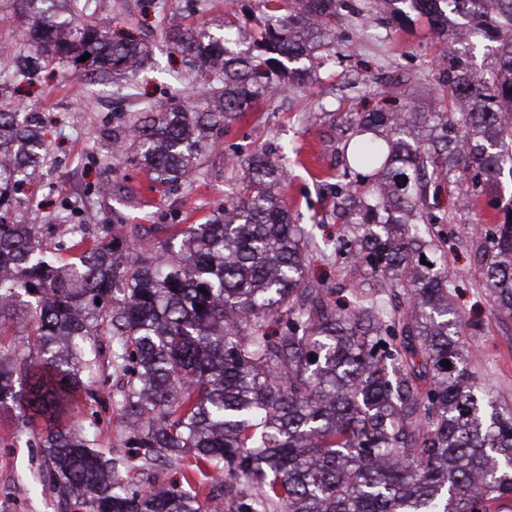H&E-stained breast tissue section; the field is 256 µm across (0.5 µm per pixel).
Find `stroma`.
<instances>
[{
  "label": "stroma",
  "mask_w": 512,
  "mask_h": 512,
  "mask_svg": "<svg viewBox=\"0 0 512 512\" xmlns=\"http://www.w3.org/2000/svg\"><path fill=\"white\" fill-rule=\"evenodd\" d=\"M187 0H93L95 16L112 22L116 32L147 42L150 60L138 75L95 74L78 80L34 79L12 92L11 105L39 113L52 127L50 154L37 174L41 187L36 203L16 204L19 220L47 223L60 210H93L96 224H140L171 220L200 224L224 213L230 177L229 157L254 151L281 159L287 175L283 199L294 223L305 226L316 244L335 241L338 226L330 217L332 202L325 182L334 180L336 128L322 112L331 104L339 112L371 110L394 97L417 112H441L440 58L448 44L433 38L424 24L399 29L381 22L365 26L358 14L361 0H343L331 19L336 57L318 69L306 86L259 103L221 137L194 182L161 193L138 162L107 156L113 128L124 126L130 114L148 102L183 100L203 93L204 77L185 67L168 41L165 19L183 25L205 24L215 31L232 15L241 34L239 48L253 49L266 18L263 0H206V13L186 9ZM512 203V182L480 193L475 208L459 211L447 225L452 265L459 277L456 301L481 332L471 342L470 368L483 391L512 404V319L498 316L484 293L471 288L474 266L463 238L467 227L495 219ZM15 410L0 409V512H60L50 490L35 489L43 458L32 436H18Z\"/></svg>",
  "instance_id": "obj_1"
}]
</instances>
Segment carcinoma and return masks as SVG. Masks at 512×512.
I'll return each instance as SVG.
<instances>
[{
  "mask_svg": "<svg viewBox=\"0 0 512 512\" xmlns=\"http://www.w3.org/2000/svg\"><path fill=\"white\" fill-rule=\"evenodd\" d=\"M33 19L22 64L0 69V95L52 64L75 77L126 73L144 49L112 36L85 0H14ZM267 23L247 56L215 36L174 27L168 38L209 80L190 110L150 104L112 131L133 139L139 164L167 188L190 181L203 150L252 104L297 84L331 56L326 28L341 0H265ZM364 0L395 26L448 17L497 44L503 77L457 62L442 76L448 112H344L327 185L343 220L334 288L309 280L325 254L292 223L276 188L283 167L246 159L242 191L202 224L85 225L55 214L49 233L0 212V335L27 332L25 351L0 345V408L40 439L39 483L63 512H512V406L483 394L469 369L478 326L452 289L440 226L453 217L430 197L442 181L491 188L512 180V0ZM91 57L81 62L84 54ZM46 124L0 110V201L31 185ZM473 286L512 319V207L469 230ZM73 257L59 262L57 255ZM427 264H421V261ZM206 292H201V289ZM385 346H380V343ZM316 359H311V356ZM451 362V368L441 361ZM120 385L112 388V377ZM116 407L120 443L99 450V411ZM156 462L178 477L157 490Z\"/></svg>",
  "mask_w": 512,
  "mask_h": 512,
  "instance_id": "1",
  "label": "carcinoma"
}]
</instances>
